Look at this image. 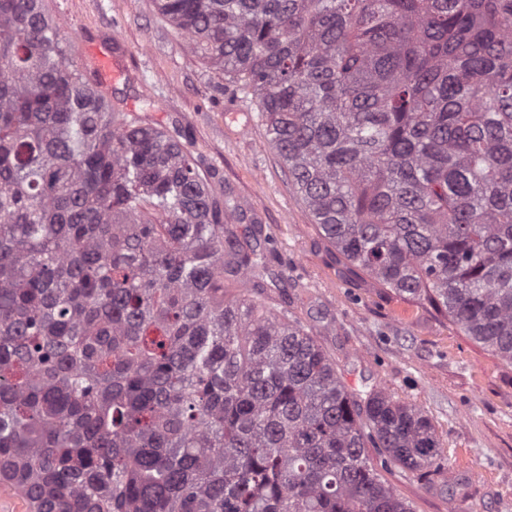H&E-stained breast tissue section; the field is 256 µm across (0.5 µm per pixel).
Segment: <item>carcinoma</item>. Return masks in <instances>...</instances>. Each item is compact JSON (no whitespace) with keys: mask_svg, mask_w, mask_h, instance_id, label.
<instances>
[{"mask_svg":"<svg viewBox=\"0 0 512 512\" xmlns=\"http://www.w3.org/2000/svg\"><path fill=\"white\" fill-rule=\"evenodd\" d=\"M155 4L346 263L512 363V0ZM68 52L0 0V483L30 512H413L381 471L439 465L428 416L250 297L281 288L265 228Z\"/></svg>","mask_w":512,"mask_h":512,"instance_id":"obj_1","label":"carcinoma"}]
</instances>
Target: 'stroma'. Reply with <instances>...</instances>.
Segmentation results:
<instances>
[{"label":"stroma","instance_id":"stroma-1","mask_svg":"<svg viewBox=\"0 0 512 512\" xmlns=\"http://www.w3.org/2000/svg\"><path fill=\"white\" fill-rule=\"evenodd\" d=\"M71 42L72 65L125 57L100 77L118 112L186 130L216 197L232 196L272 237L294 316L359 391L383 388L423 409L443 442L439 469L382 476L414 512H512V364L426 304L350 268L321 236L268 146L238 83L218 75L152 0H47Z\"/></svg>","mask_w":512,"mask_h":512}]
</instances>
